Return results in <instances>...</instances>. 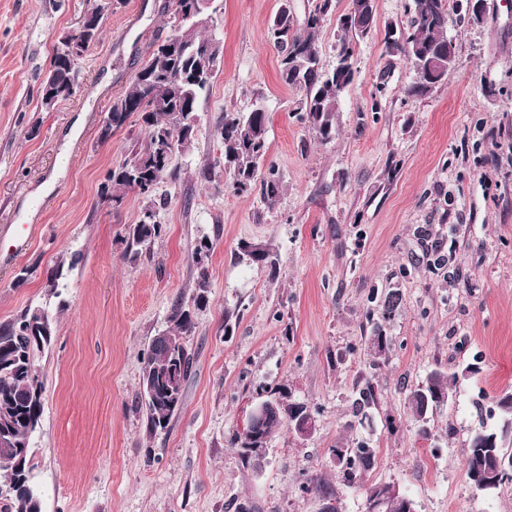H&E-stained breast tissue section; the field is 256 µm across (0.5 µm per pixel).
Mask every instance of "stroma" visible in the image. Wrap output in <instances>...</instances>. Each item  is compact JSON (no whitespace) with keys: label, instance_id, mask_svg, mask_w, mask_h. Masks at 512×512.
I'll return each instance as SVG.
<instances>
[{"label":"stroma","instance_id":"obj_1","mask_svg":"<svg viewBox=\"0 0 512 512\" xmlns=\"http://www.w3.org/2000/svg\"><path fill=\"white\" fill-rule=\"evenodd\" d=\"M314 4L214 0L219 72L179 180L159 188L169 197L163 234L132 259L123 239L143 199L131 192L115 208L99 188L145 131L132 117L106 135L101 118L166 35L172 0H114L78 64L77 93L50 109L38 84L89 0H0V323L31 305L56 320L37 361L42 512H318L304 488L312 477L339 512H366L364 488L375 483L407 494L417 512H512V483L475 490L464 466L471 433L498 427L496 403L512 393V0H487L478 24L454 0L456 65L424 98L405 95L413 71L384 46L389 26L409 23L412 0H375L328 143L299 120L300 93L281 81L268 38L281 8L300 27ZM257 102L285 187L272 209L259 192L198 176L207 165L224 171L223 114ZM11 224L33 227L15 256ZM204 235L210 289L188 338L192 374L181 411L152 433L138 406L141 368L173 301L193 295L190 255ZM247 245L275 250L278 267L243 259ZM393 291L392 345L378 359L365 346L371 312ZM435 369L457 380L423 439L407 397ZM364 379L376 402L363 420L351 397ZM274 391L308 403L315 430L303 439L281 428L259 466L243 464L231 439ZM361 441L376 463L349 489L330 450Z\"/></svg>","mask_w":512,"mask_h":512}]
</instances>
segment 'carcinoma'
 Instances as JSON below:
<instances>
[{
	"instance_id": "obj_1",
	"label": "carcinoma",
	"mask_w": 512,
	"mask_h": 512,
	"mask_svg": "<svg viewBox=\"0 0 512 512\" xmlns=\"http://www.w3.org/2000/svg\"><path fill=\"white\" fill-rule=\"evenodd\" d=\"M192 0H174L172 16L165 37L153 43L149 56L123 93L112 101L107 111L111 127H122L132 114L142 121L147 137L132 149V157L118 168L110 169L100 187V198L117 208L129 192L146 200L139 219L125 237L126 255H137L160 238L163 225L154 220L168 205V197L158 193L164 181L179 178L177 158L190 150L197 127L198 104L216 75L219 57L212 50V39L186 20ZM450 0H412L409 40L405 46L385 43L386 52L402 56L409 64L417 59L427 61L429 69L422 80H414L405 89L409 97H424L448 81L457 58L456 42L448 37V7ZM356 10L354 26L339 20L336 52L354 50L356 41L368 36L374 10L362 8V0H350ZM333 0H316L305 25L293 28L288 11L276 17L269 39L280 54L279 75L288 86L301 92L300 118L310 126L315 136L327 143L336 138V115L342 86L351 83V76L340 70L341 61L330 69L307 62L287 67L288 55L316 48L317 34L327 17L334 12ZM178 38V50L163 54L170 37ZM83 56L71 51L67 41L53 48L50 65L53 69L39 83L41 105L51 108L57 99L50 90L66 89L72 97L76 87L75 61ZM268 112L257 106L249 112H226L217 126L224 156V174L228 186L236 193L259 189L263 201L274 207L283 191L273 164L260 169L268 153ZM212 250L207 236L199 238L190 259L199 269L195 282V302L207 298L209 279L207 261L197 258L201 247ZM243 255L253 263L276 267V259L263 247L247 245ZM398 303L394 294L385 297L381 319L377 320L368 348L377 356L388 354L392 338L387 336L385 322ZM169 327L151 340L140 378L139 401L151 430L166 429L183 404L184 383L190 375L193 355L186 337L196 328L184 300L173 303L168 316ZM54 322L49 312L40 306L27 307L12 320L0 324V512H18V504L41 505V494L35 483L32 464L33 438L39 428L43 411L44 383L36 360L50 346ZM450 379L441 370L431 371L425 380L410 390L408 404L417 426V434L428 436L426 424L435 402L448 399ZM375 387L370 380L356 385L352 402L353 415L359 416L374 403ZM500 426L494 430L480 428L473 432L466 453V474L478 491L491 492L496 487L476 484L474 475H489L498 470L503 456L502 438L512 433V394L497 402ZM298 414L314 415L310 406L291 402L281 396L275 401L262 424L252 432L244 429L234 444L240 459L256 463L258 457L249 449L267 447L268 440L282 426L292 423ZM376 461V449L366 442L345 449L337 468L344 485L352 487ZM366 502L378 499L379 512H403L402 501L389 492L387 484H372L365 489Z\"/></svg>"
}]
</instances>
